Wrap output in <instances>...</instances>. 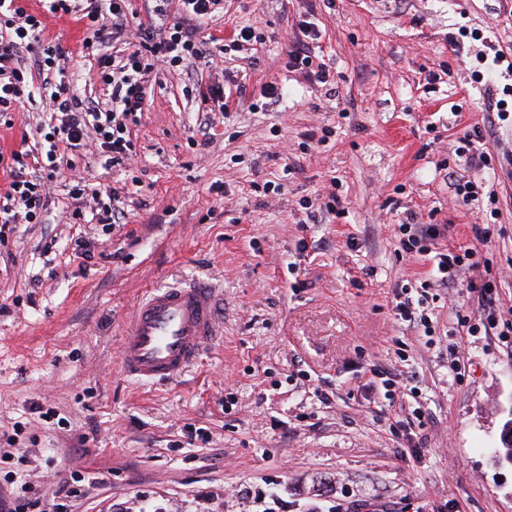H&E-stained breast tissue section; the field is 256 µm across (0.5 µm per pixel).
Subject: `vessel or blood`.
<instances>
[{
  "label": "vessel or blood",
  "instance_id": "vessel-or-blood-1",
  "mask_svg": "<svg viewBox=\"0 0 512 512\" xmlns=\"http://www.w3.org/2000/svg\"><path fill=\"white\" fill-rule=\"evenodd\" d=\"M224 291L195 278L148 291L134 307L121 345L124 372L144 383L168 382L218 343Z\"/></svg>",
  "mask_w": 512,
  "mask_h": 512
}]
</instances>
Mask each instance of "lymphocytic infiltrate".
I'll use <instances>...</instances> for the list:
<instances>
[{"label":"lymphocytic infiltrate","mask_w":512,"mask_h":512,"mask_svg":"<svg viewBox=\"0 0 512 512\" xmlns=\"http://www.w3.org/2000/svg\"><path fill=\"white\" fill-rule=\"evenodd\" d=\"M223 10L224 0H161L154 8L155 20L137 23L129 16L127 0H90L84 8L77 0H43L39 12L30 11L23 0H0V125L12 128L14 112L33 100L40 101L51 122L43 146L0 151V167L10 173L0 193V240L11 225L41 223L61 176L63 153L77 156L92 150L108 166H130L137 156L131 127L146 109V89L157 63L178 68L201 58V26ZM75 13L85 24L83 45L96 56L101 81L112 88L109 100L97 106L86 103L67 81L65 54L46 35V15ZM300 30L307 42L289 52V68L311 81L329 82L327 64L309 48L321 37L318 28L305 21ZM27 52L34 56L35 69L23 62ZM67 191L73 218L88 211L103 227L122 223L125 213L112 188L89 187L73 174ZM398 230L403 250L431 257L438 284L454 281L462 266L481 269L475 249L439 246L438 225L402 223Z\"/></svg>","instance_id":"obj_1"}]
</instances>
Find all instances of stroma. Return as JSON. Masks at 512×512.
<instances>
[{
  "label": "stroma",
  "instance_id": "35a3bbf8",
  "mask_svg": "<svg viewBox=\"0 0 512 512\" xmlns=\"http://www.w3.org/2000/svg\"><path fill=\"white\" fill-rule=\"evenodd\" d=\"M303 20L329 83L288 69ZM48 25L67 75L107 100L83 25ZM244 26L263 45L221 52ZM203 33L205 57L159 66L133 167L74 161L120 192L124 225L68 223L58 189L45 223L0 245V431L22 428L30 512L73 472L95 484L69 512H512V467L495 457L512 335L457 331V313L479 314L467 269L440 289L431 339L392 304L432 268L398 248L411 212L489 260L512 324V115L495 108L512 106V73L493 63L512 56V0H224ZM228 74L239 103L201 133ZM272 82L284 95L268 106ZM47 123L26 106L0 147L42 141ZM476 126L489 156L473 175L494 195L463 206L445 171ZM332 193L342 215L324 208ZM81 236L112 262L75 255ZM196 276L224 288L222 339L171 383L126 377L136 303ZM373 365L397 377L393 398L365 386Z\"/></svg>",
  "mask_w": 512,
  "mask_h": 512
}]
</instances>
